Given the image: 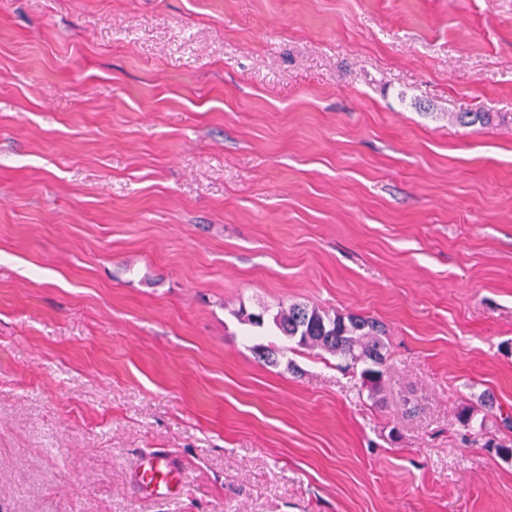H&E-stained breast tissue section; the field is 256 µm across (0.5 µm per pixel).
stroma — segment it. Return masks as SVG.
Returning <instances> with one entry per match:
<instances>
[{
    "instance_id": "35a3bbf8",
    "label": "stroma",
    "mask_w": 512,
    "mask_h": 512,
    "mask_svg": "<svg viewBox=\"0 0 512 512\" xmlns=\"http://www.w3.org/2000/svg\"><path fill=\"white\" fill-rule=\"evenodd\" d=\"M293 302L386 324L380 403L238 315ZM487 392L512 0H0V512H512ZM133 479L143 494L166 498L183 485L184 473L171 457L155 453L143 461Z\"/></svg>"
}]
</instances>
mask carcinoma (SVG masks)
I'll return each mask as SVG.
<instances>
[{
	"label": "carcinoma",
	"instance_id": "obj_1",
	"mask_svg": "<svg viewBox=\"0 0 512 512\" xmlns=\"http://www.w3.org/2000/svg\"><path fill=\"white\" fill-rule=\"evenodd\" d=\"M492 112H459L456 120L462 125L487 124ZM246 322L254 327L266 324L296 342L300 347L342 359L346 368L362 366L361 385L372 399L383 390L387 370L385 330L375 319L353 313L323 310L306 303L294 302L276 312L263 307L244 313Z\"/></svg>",
	"mask_w": 512,
	"mask_h": 512
}]
</instances>
